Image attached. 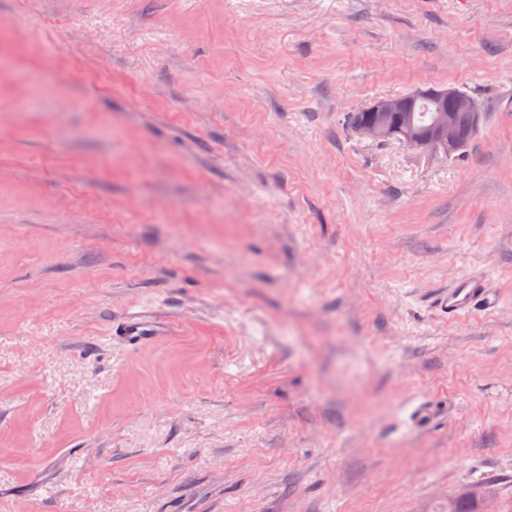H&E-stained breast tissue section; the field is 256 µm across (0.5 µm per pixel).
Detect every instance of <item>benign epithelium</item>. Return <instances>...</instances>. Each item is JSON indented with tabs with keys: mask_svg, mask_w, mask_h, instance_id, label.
Masks as SVG:
<instances>
[{
	"mask_svg": "<svg viewBox=\"0 0 512 512\" xmlns=\"http://www.w3.org/2000/svg\"><path fill=\"white\" fill-rule=\"evenodd\" d=\"M421 98L436 103L437 115L431 125L425 128H419L411 121L415 105ZM361 111L369 113L371 119L353 126L359 135L373 141L397 140L443 156H451L460 151L469 137L476 133L483 118L482 103L475 97L462 94L453 86L376 98L362 107ZM455 112L471 113L469 133L465 134L457 127L453 120Z\"/></svg>",
	"mask_w": 512,
	"mask_h": 512,
	"instance_id": "7a95c632",
	"label": "benign epithelium"
}]
</instances>
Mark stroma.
Here are the masks:
<instances>
[{
    "label": "stroma",
    "mask_w": 512,
    "mask_h": 512,
    "mask_svg": "<svg viewBox=\"0 0 512 512\" xmlns=\"http://www.w3.org/2000/svg\"><path fill=\"white\" fill-rule=\"evenodd\" d=\"M448 85L457 155L345 122ZM469 272L494 305L440 314ZM465 487L512 512V0H0V512ZM171 326L165 321L147 318L142 315H129L118 321L112 328V336L126 346L147 345L156 339L168 336ZM434 406L429 399L414 405L407 414V423L414 429H426L434 422Z\"/></svg>",
    "instance_id": "stroma-1"
}]
</instances>
